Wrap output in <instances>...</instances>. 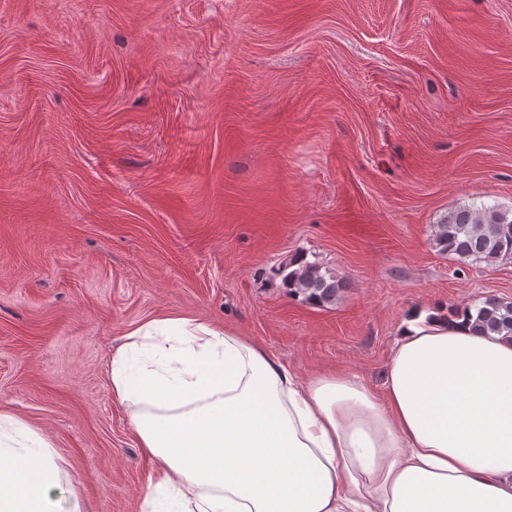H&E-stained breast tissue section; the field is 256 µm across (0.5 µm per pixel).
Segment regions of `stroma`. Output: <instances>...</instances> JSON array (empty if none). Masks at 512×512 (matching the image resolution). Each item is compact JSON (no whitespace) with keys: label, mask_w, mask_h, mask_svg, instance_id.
<instances>
[{"label":"stroma","mask_w":512,"mask_h":512,"mask_svg":"<svg viewBox=\"0 0 512 512\" xmlns=\"http://www.w3.org/2000/svg\"><path fill=\"white\" fill-rule=\"evenodd\" d=\"M512 212V0H0V414L82 512H143L112 354L212 322L381 388L411 312L512 302L434 228ZM294 254L342 280L294 300Z\"/></svg>","instance_id":"1"}]
</instances>
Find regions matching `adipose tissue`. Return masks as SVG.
Wrapping results in <instances>:
<instances>
[{
  "instance_id": "1",
  "label": "adipose tissue",
  "mask_w": 512,
  "mask_h": 512,
  "mask_svg": "<svg viewBox=\"0 0 512 512\" xmlns=\"http://www.w3.org/2000/svg\"><path fill=\"white\" fill-rule=\"evenodd\" d=\"M148 512H512V337L406 319L382 389L304 382L233 331L154 318L112 357ZM51 445L0 414V512H59Z\"/></svg>"
}]
</instances>
